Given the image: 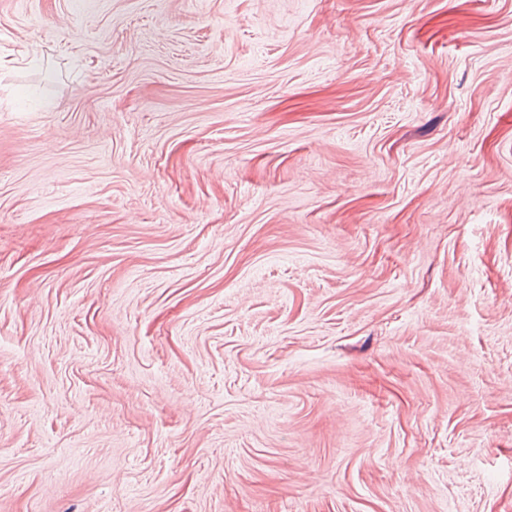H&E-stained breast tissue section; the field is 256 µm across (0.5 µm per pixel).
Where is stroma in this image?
Listing matches in <instances>:
<instances>
[{"mask_svg":"<svg viewBox=\"0 0 512 512\" xmlns=\"http://www.w3.org/2000/svg\"><path fill=\"white\" fill-rule=\"evenodd\" d=\"M0 512H512V0H0Z\"/></svg>","mask_w":512,"mask_h":512,"instance_id":"35a3bbf8","label":"stroma"}]
</instances>
